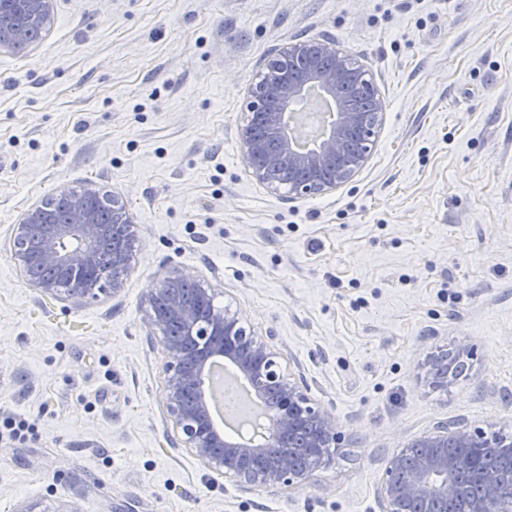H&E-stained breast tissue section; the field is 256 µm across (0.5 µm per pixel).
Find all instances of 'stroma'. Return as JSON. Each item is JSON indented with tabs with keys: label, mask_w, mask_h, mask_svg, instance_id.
Instances as JSON below:
<instances>
[{
	"label": "stroma",
	"mask_w": 512,
	"mask_h": 512,
	"mask_svg": "<svg viewBox=\"0 0 512 512\" xmlns=\"http://www.w3.org/2000/svg\"><path fill=\"white\" fill-rule=\"evenodd\" d=\"M323 37L384 120L351 182L290 202L238 127L273 51ZM90 185L135 216L128 278L43 295L13 228ZM181 269L335 415L305 482L244 488L178 446L145 317ZM458 418L512 435V0H56L39 42L0 50V512H382L388 458Z\"/></svg>",
	"instance_id": "1"
}]
</instances>
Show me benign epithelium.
I'll list each match as a JSON object with an SVG mask.
<instances>
[{"label": "benign epithelium", "instance_id": "benign-epithelium-1", "mask_svg": "<svg viewBox=\"0 0 512 512\" xmlns=\"http://www.w3.org/2000/svg\"><path fill=\"white\" fill-rule=\"evenodd\" d=\"M54 9L55 0H7V6L0 9V29L11 31L13 42L24 43L27 33L14 26L16 17L24 16L45 30L54 21ZM311 83L336 101L335 120L324 127L314 150L299 153L291 146L285 118ZM347 86L373 101L375 111H354L341 95ZM249 97L239 129L243 162L254 181L288 200L322 196L350 182L368 161L383 120V99L369 70L326 38L277 48L267 73L251 86ZM97 196L99 191L89 186L66 197L69 214L65 223L56 221L54 204L43 201L30 207L15 229L13 257L19 269L34 255L57 271L54 277L35 281L44 295H55L63 280L77 283L68 289L70 295H94L82 288L80 279L97 277L98 248L109 237L112 277H97L98 291L109 286L116 293L123 287L128 255L137 242L135 220L114 194L112 223H102L88 205ZM178 281L194 282L196 275L181 270L151 291L146 323L161 331L176 317L185 331L182 337L163 339L165 400L181 445L211 472L243 486L278 488L305 480L323 463L325 450L341 440L335 416L314 403L306 384L283 369L270 343L274 333L264 339L246 331L227 308L213 307L203 315L206 305L214 301L213 290L200 289L199 305H186L177 294ZM216 357L237 366L258 397L275 392L278 405L268 416L270 435L264 442L226 441L213 428L201 385L208 363ZM495 444L464 419L437 423L432 433L387 460L380 486L385 512H410L416 503L420 512H432L439 503L456 501L463 492L457 476L476 470L468 449ZM479 479L481 495L471 502L469 512H512V480L505 481L491 470L479 472Z\"/></svg>", "mask_w": 512, "mask_h": 512}]
</instances>
